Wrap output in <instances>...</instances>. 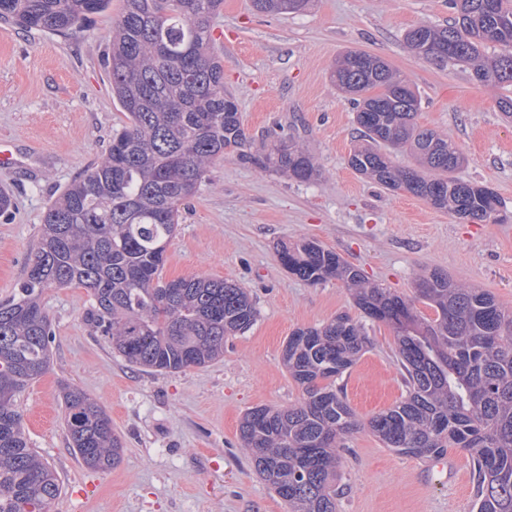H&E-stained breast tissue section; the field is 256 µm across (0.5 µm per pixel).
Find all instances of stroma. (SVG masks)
Segmentation results:
<instances>
[{
    "label": "stroma",
    "mask_w": 512,
    "mask_h": 512,
    "mask_svg": "<svg viewBox=\"0 0 512 512\" xmlns=\"http://www.w3.org/2000/svg\"><path fill=\"white\" fill-rule=\"evenodd\" d=\"M121 7L112 0L111 9L65 36L0 22V140L17 160L0 168V187L14 201L12 216L0 217V301L23 278L49 203L102 159L126 122L104 63ZM451 17L448 0H311L304 12L273 16L258 13L252 0H224L212 21V51L253 149L294 136L314 156L319 177L300 183L227 156L181 210L164 279L232 281L257 309L253 326L226 339L223 356L206 366L168 374L131 367L86 322L88 289L43 294L52 362L18 395L17 407L32 447L63 483L52 512H286L256 473L240 422L252 408L301 400L281 363L293 331L362 313L341 281L311 285L290 274L277 259L281 244L316 239L369 282L410 299L418 278L439 270L512 310V118L500 108L512 84L478 83L463 66H435L404 40L418 25ZM355 48L383 58L414 86L417 124L457 146L467 159L459 177L495 190L504 222L460 220L349 167L359 131L330 69ZM366 331L367 349L341 383L363 424L406 395L393 330L370 322ZM65 383L111 417L123 443L112 471L87 469L69 448ZM346 444L337 512H475L464 450L451 451L459 465L452 477L386 448L364 427ZM89 483L97 486L91 502L79 494Z\"/></svg>",
    "instance_id": "obj_1"
}]
</instances>
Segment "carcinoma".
Segmentation results:
<instances>
[{
    "mask_svg": "<svg viewBox=\"0 0 512 512\" xmlns=\"http://www.w3.org/2000/svg\"><path fill=\"white\" fill-rule=\"evenodd\" d=\"M307 0H253L267 15L300 11ZM223 0H123L112 21L106 68L127 122L108 154L48 208L14 295L0 302V512H51L62 484L29 445L17 395L51 364V287L88 289L86 319L129 365L158 373L204 366L224 339L253 324L257 311L240 285L204 277L165 280L161 271L179 209L213 161L235 155L300 182L318 176L312 157L282 137L262 154L248 139L224 68L211 53V19ZM446 27L420 25L405 42L443 67L465 65L475 81L512 83V0H448ZM112 0H0V21L66 35ZM499 48L489 54L488 47ZM352 96L363 144L348 165L389 190L403 189L460 219L498 223L501 201L485 185L454 176L465 158L448 138L420 127L421 100L381 58L349 50L333 71ZM413 157L401 167L393 153ZM278 259L315 285L336 279L356 291L364 318L390 325L406 396L368 427L400 454L439 458L450 448L472 462L477 512H512V314L488 291L439 271L419 278L412 303L366 281L315 239L283 244ZM368 344L364 325L339 316L288 337L282 363L302 389L300 404L256 407L240 435L262 480L288 512H336L332 480L347 436L362 428L336 381ZM69 445L85 467L108 472L123 444L107 412L80 388L62 387Z\"/></svg>",
    "mask_w": 512,
    "mask_h": 512,
    "instance_id": "carcinoma-1",
    "label": "carcinoma"
}]
</instances>
